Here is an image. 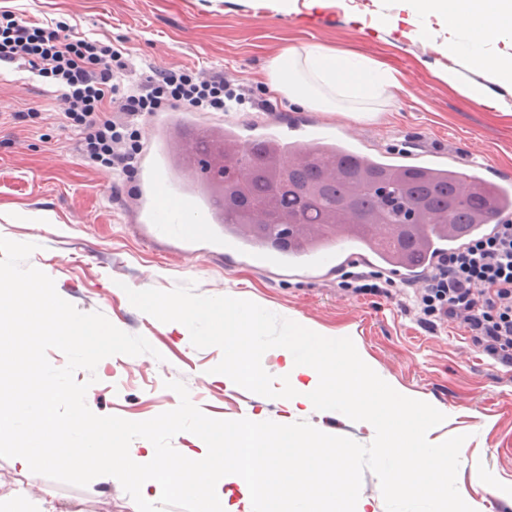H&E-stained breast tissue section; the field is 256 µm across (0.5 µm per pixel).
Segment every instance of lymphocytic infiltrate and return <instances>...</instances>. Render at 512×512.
Returning <instances> with one entry per match:
<instances>
[{
	"label": "lymphocytic infiltrate",
	"instance_id": "f902f5d3",
	"mask_svg": "<svg viewBox=\"0 0 512 512\" xmlns=\"http://www.w3.org/2000/svg\"><path fill=\"white\" fill-rule=\"evenodd\" d=\"M17 61L56 85L65 117L82 129L89 158L124 172L137 155L134 116L227 112L251 101L221 72L155 71L125 82L128 64L120 49L81 36L63 41L50 24L6 11L0 13V63ZM416 298L425 318L456 324L488 355L512 366V219L438 255Z\"/></svg>",
	"mask_w": 512,
	"mask_h": 512
}]
</instances>
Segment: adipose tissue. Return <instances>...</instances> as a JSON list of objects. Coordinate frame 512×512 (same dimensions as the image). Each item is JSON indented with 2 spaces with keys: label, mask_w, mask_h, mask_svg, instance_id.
Segmentation results:
<instances>
[{
  "label": "adipose tissue",
  "mask_w": 512,
  "mask_h": 512,
  "mask_svg": "<svg viewBox=\"0 0 512 512\" xmlns=\"http://www.w3.org/2000/svg\"><path fill=\"white\" fill-rule=\"evenodd\" d=\"M415 25L414 36L441 57L434 68L437 80L478 103L494 102L499 112L512 115V98L495 96L496 85L512 86V0H396ZM466 63L485 77L477 83L458 69ZM266 83L284 97L316 112L339 111L352 103L348 118L374 119L365 102L381 95L405 93L404 76L385 64L317 44L290 46L266 69Z\"/></svg>",
  "instance_id": "adipose-tissue-1"
}]
</instances>
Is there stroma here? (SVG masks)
Returning <instances> with one entry per match:
<instances>
[{
	"label": "stroma",
	"mask_w": 512,
	"mask_h": 512,
	"mask_svg": "<svg viewBox=\"0 0 512 512\" xmlns=\"http://www.w3.org/2000/svg\"><path fill=\"white\" fill-rule=\"evenodd\" d=\"M345 10L311 26L305 14L285 15L261 0H0L26 20L54 21L64 34L97 39L127 53L132 78L150 69L189 67L223 71L243 82L256 108L232 112L170 110L142 114L134 123L141 151L132 175L90 161L80 127L66 122L55 86L17 62L0 65V236L31 242L29 259L79 311L102 312L119 329L144 336L154 354L113 355L89 382L86 403L95 414L145 421L176 408L173 380L214 419L283 423L285 404L228 387L213 368L219 348L193 347L187 333L136 309L127 289L168 291L192 280L206 296L232 295L327 333L342 332L365 353L375 372L414 398L445 410L429 435L438 444L465 435L457 487L475 512H512V367L475 346L452 324L423 325L408 295L394 288L354 291L351 263L405 281L374 255L337 251L328 264L306 257L257 260L253 249L224 242L213 224L197 240L151 237L142 197L157 164L171 159L173 139L191 140L203 129H234L248 137L268 122L281 136L308 141L330 131L357 152L385 155L399 164L435 162L467 171L482 164L491 181L512 182V116L477 104L436 80L434 53L413 37V25L395 0H347ZM392 15L390 27L366 29V15ZM318 43L361 54L400 70L406 93L374 102L377 118L354 122L340 113L313 112L288 99H271L262 80L269 61L289 45ZM305 421L322 432L369 444L372 426L336 411H312ZM39 499L46 512H138L111 476L81 488L51 480L0 458V501Z\"/></svg>",
	"instance_id": "stroma-1"
}]
</instances>
